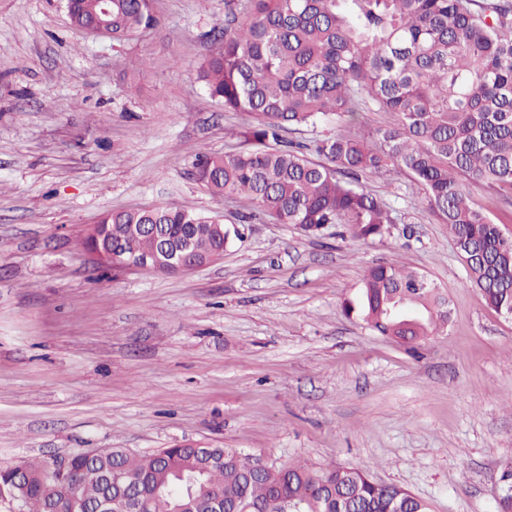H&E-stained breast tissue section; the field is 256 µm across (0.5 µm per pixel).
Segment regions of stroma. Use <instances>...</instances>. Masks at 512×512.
<instances>
[{"mask_svg":"<svg viewBox=\"0 0 512 512\" xmlns=\"http://www.w3.org/2000/svg\"><path fill=\"white\" fill-rule=\"evenodd\" d=\"M159 25L116 42L75 29L64 0H0V466L102 448H238L326 472L364 470L429 512H494L512 460V322L467 282L448 227L398 170L361 183L397 222L375 239L252 221L222 259L184 273L112 272L82 248L102 213L175 203L241 220L195 178L246 149L252 122L200 66L224 0H153ZM328 117L317 141L395 124ZM236 136H227V129ZM473 200L512 237V204ZM377 264L448 296L418 348L345 315Z\"/></svg>","mask_w":512,"mask_h":512,"instance_id":"1","label":"stroma"}]
</instances>
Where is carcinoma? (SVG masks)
Masks as SVG:
<instances>
[{"label": "carcinoma", "instance_id": "carcinoma-1", "mask_svg": "<svg viewBox=\"0 0 512 512\" xmlns=\"http://www.w3.org/2000/svg\"><path fill=\"white\" fill-rule=\"evenodd\" d=\"M71 24L89 30L99 0H66ZM151 0H112V38L158 26ZM201 65L209 93L226 112L255 122L236 133L249 150L201 156L196 178L214 194L243 200L250 215L295 224L319 235L341 224L376 238L396 223L390 204L364 189L363 173L405 172L421 187L456 249L469 284L488 306L512 319V238L504 236L467 190L487 183L512 192V0H224V29ZM394 112L398 123L316 144L323 162L282 140L290 126L334 115ZM93 244L123 241L131 252L158 248L132 224H162L204 250L229 248L235 228L215 237L218 215L171 203L102 214ZM378 334L418 344L448 325V297L425 274L376 265L343 305ZM0 496L26 512H72L70 498L51 495L46 464L20 462ZM139 482L144 512H205L211 494L232 512H427L406 489L377 482L354 467L318 473L301 465L258 467L235 448H162L141 454L108 448L71 455L56 484L89 506L119 493L117 476ZM496 512H512V463L503 470Z\"/></svg>", "mask_w": 512, "mask_h": 512}]
</instances>
